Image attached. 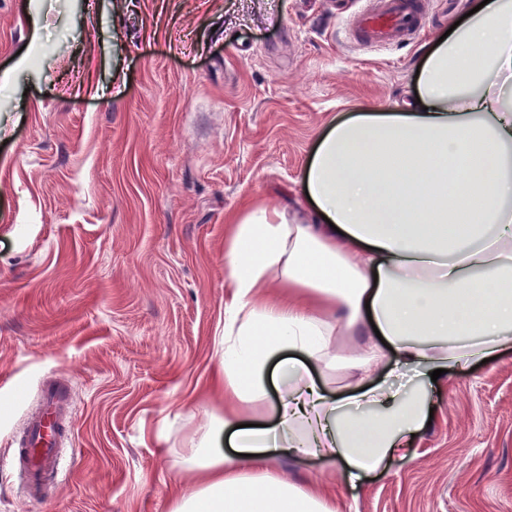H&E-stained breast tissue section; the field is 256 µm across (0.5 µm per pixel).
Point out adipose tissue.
<instances>
[{
	"instance_id": "adipose-tissue-1",
	"label": "adipose tissue",
	"mask_w": 512,
	"mask_h": 512,
	"mask_svg": "<svg viewBox=\"0 0 512 512\" xmlns=\"http://www.w3.org/2000/svg\"><path fill=\"white\" fill-rule=\"evenodd\" d=\"M418 97L320 139L310 221L236 217L211 383L224 403L176 452L196 484L171 512H336L335 483L311 492L276 459L318 457L349 481L382 469L428 410L381 371L453 372L512 346V0L426 51ZM371 323L381 341L343 351L337 336ZM340 370L357 376L353 401L332 386ZM272 379L275 426H244Z\"/></svg>"
}]
</instances>
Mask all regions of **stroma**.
<instances>
[{
  "instance_id": "1",
  "label": "stroma",
  "mask_w": 512,
  "mask_h": 512,
  "mask_svg": "<svg viewBox=\"0 0 512 512\" xmlns=\"http://www.w3.org/2000/svg\"><path fill=\"white\" fill-rule=\"evenodd\" d=\"M424 2L417 40L350 48L351 0H0V512H170L192 491L162 446L208 422L191 401L224 328L226 218L246 198L308 217L320 138L411 101L423 44L472 0ZM50 379L75 453L37 504L2 461ZM427 405L409 456L338 481L343 512H512V347ZM275 468L315 490L329 465Z\"/></svg>"
}]
</instances>
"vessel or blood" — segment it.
Returning <instances> with one entry per match:
<instances>
[{
  "mask_svg": "<svg viewBox=\"0 0 512 512\" xmlns=\"http://www.w3.org/2000/svg\"><path fill=\"white\" fill-rule=\"evenodd\" d=\"M418 29L414 0H366L364 8L347 20L349 37L371 46L390 44L398 32L414 36ZM71 415L67 387L48 385L41 392L39 410L24 423L15 440L18 450L8 465L16 471L22 492L31 500H42L47 480L65 470L63 439Z\"/></svg>",
  "mask_w": 512,
  "mask_h": 512,
  "instance_id": "b4317fda",
  "label": "vessel or blood"
}]
</instances>
